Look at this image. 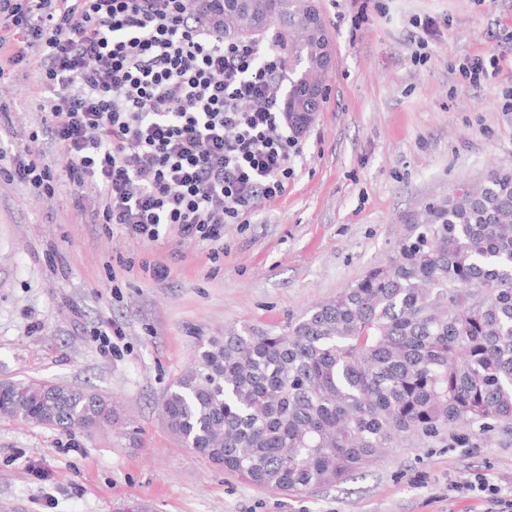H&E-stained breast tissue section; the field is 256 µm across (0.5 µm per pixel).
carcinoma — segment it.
Instances as JSON below:
<instances>
[{"instance_id":"obj_1","label":"carcinoma","mask_w":512,"mask_h":512,"mask_svg":"<svg viewBox=\"0 0 512 512\" xmlns=\"http://www.w3.org/2000/svg\"><path fill=\"white\" fill-rule=\"evenodd\" d=\"M222 30L274 42L288 126L316 112L328 31L314 0H241ZM162 411L187 447L258 487L340 485L403 439L512 432V168L428 203L393 253L282 330L199 341ZM97 393L0 380V417L70 430L109 419Z\"/></svg>"}]
</instances>
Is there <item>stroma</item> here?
<instances>
[{
  "label": "stroma",
  "mask_w": 512,
  "mask_h": 512,
  "mask_svg": "<svg viewBox=\"0 0 512 512\" xmlns=\"http://www.w3.org/2000/svg\"><path fill=\"white\" fill-rule=\"evenodd\" d=\"M317 3L335 56L328 90L285 193L225 225L218 254L173 228L149 242L94 223L95 192L76 208L66 174L40 196L11 180L15 153L55 167L60 156L41 134L34 71L0 78L13 120L0 129V380L58 382L112 407L91 429L0 418V512H503L452 484L479 473L512 494V433L405 440L340 486L285 494L213 467L162 413L198 338L285 327L384 261L427 202L512 167V0ZM415 15L440 23L423 65L412 60ZM467 56L495 57L498 73L470 84L458 71ZM107 326L121 331L108 350L96 335Z\"/></svg>",
  "instance_id": "obj_1"
}]
</instances>
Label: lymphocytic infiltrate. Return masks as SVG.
I'll return each instance as SVG.
<instances>
[{"instance_id":"1","label":"lymphocytic infiltrate","mask_w":512,"mask_h":512,"mask_svg":"<svg viewBox=\"0 0 512 512\" xmlns=\"http://www.w3.org/2000/svg\"><path fill=\"white\" fill-rule=\"evenodd\" d=\"M15 41L37 50L50 139L102 223L217 247L284 193L298 140L269 44L226 39L189 0H0V48Z\"/></svg>"}]
</instances>
